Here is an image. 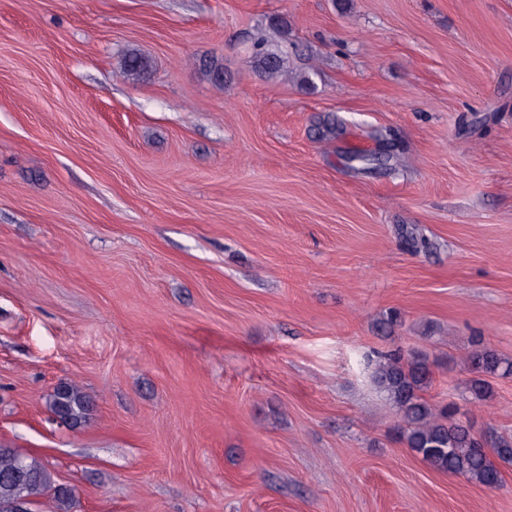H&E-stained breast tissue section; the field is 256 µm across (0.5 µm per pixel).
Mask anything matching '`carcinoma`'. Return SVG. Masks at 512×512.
<instances>
[{"mask_svg": "<svg viewBox=\"0 0 512 512\" xmlns=\"http://www.w3.org/2000/svg\"><path fill=\"white\" fill-rule=\"evenodd\" d=\"M254 57L258 72L267 79L278 76L284 69L283 53L261 42L255 46ZM203 71L214 84H224V67L218 61L204 62ZM466 362L474 373L467 391L469 401L475 405L491 397L484 376L512 375V359L490 348L472 350ZM431 379L432 370L426 357L406 355L399 348L379 354L372 368L373 383L395 408L407 447L437 471L461 475L490 488L499 486L501 471L489 458L486 448H492L500 462L512 465V434L491 427L474 433L470 425L455 418V410L434 404L421 395ZM89 407V398L74 385L54 391L49 400L53 416L74 427L86 418ZM29 496L46 500L50 512H70L71 491L53 483L42 461L14 449H0V512H6L11 501Z\"/></svg>", "mask_w": 512, "mask_h": 512, "instance_id": "cac0c4a2", "label": "carcinoma"}]
</instances>
